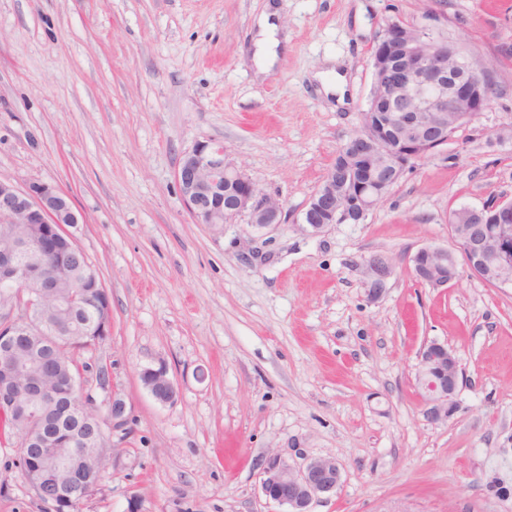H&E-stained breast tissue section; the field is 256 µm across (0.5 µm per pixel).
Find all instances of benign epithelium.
<instances>
[{
	"label": "benign epithelium",
	"mask_w": 512,
	"mask_h": 512,
	"mask_svg": "<svg viewBox=\"0 0 512 512\" xmlns=\"http://www.w3.org/2000/svg\"><path fill=\"white\" fill-rule=\"evenodd\" d=\"M371 66L372 87L360 125L338 150L302 214L300 228L311 235L331 224L363 221L406 168L425 156V146L448 142V114L472 121L490 105L486 76L465 63L453 44L399 23L390 24L376 44ZM175 178L197 224H231L243 214L256 229L280 223L282 204L235 168L219 141H199L184 151ZM463 212L471 223H457L454 214L448 221L458 251L420 248L409 258L414 277L432 288H446L464 268L494 288H512V235L507 231L512 200ZM0 222L26 224L31 230V236L0 249V282L11 288L8 303L0 308V407L27 423L33 405L44 404L49 393L14 358L22 335L18 324L45 305L52 284L29 270L24 254L46 249L62 236L80 250L67 227L83 223V218L70 196L52 184L36 181L21 189L0 181ZM355 267L366 299L380 300L394 273L392 257L373 252ZM461 377L459 359L448 344L432 340L421 348L416 381L428 421L440 422L455 412ZM140 378L156 401L174 400L176 389L166 368H145ZM80 441L81 447L63 457L49 448L50 434L43 430L23 440L19 465L48 512H68L74 496L87 485L84 465L111 452L99 447L97 430L85 432ZM340 485L335 460L314 458L293 466L279 454L266 458L260 479L264 497L287 512H313L314 502L336 493Z\"/></svg>",
	"instance_id": "7a95c632"
}]
</instances>
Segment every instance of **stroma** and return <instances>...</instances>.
I'll return each instance as SVG.
<instances>
[{
  "instance_id": "obj_1",
  "label": "stroma",
  "mask_w": 512,
  "mask_h": 512,
  "mask_svg": "<svg viewBox=\"0 0 512 512\" xmlns=\"http://www.w3.org/2000/svg\"><path fill=\"white\" fill-rule=\"evenodd\" d=\"M264 0H0V180L68 193L78 244L109 297L97 403L126 404L111 478L79 512H281L264 459L330 457L336 494L314 512H512V288L462 271L418 283L419 248L451 246L452 211L512 199V0H276L288 50L250 61ZM453 43L493 88L489 107L415 162L358 224L300 230L360 123L370 55L391 22ZM347 73L344 104L311 75ZM223 142L283 205L281 223L198 224L175 181L182 153ZM395 260L367 302L354 264ZM448 343L458 408L426 421L418 352ZM165 366L172 402L140 380ZM0 447V512H46Z\"/></svg>"
}]
</instances>
